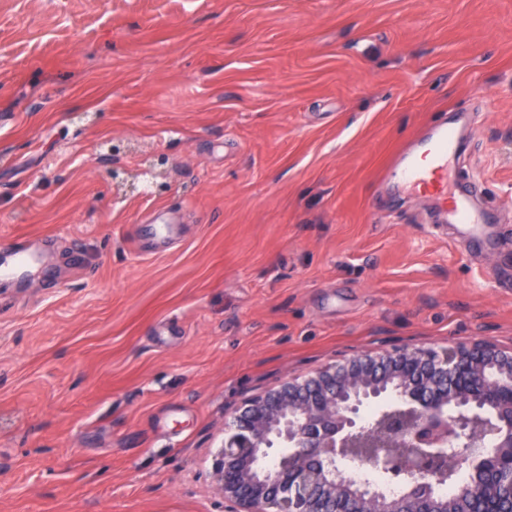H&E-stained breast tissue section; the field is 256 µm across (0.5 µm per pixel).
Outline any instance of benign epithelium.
Returning a JSON list of instances; mask_svg holds the SVG:
<instances>
[{
    "instance_id": "7a95c632",
    "label": "benign epithelium",
    "mask_w": 512,
    "mask_h": 512,
    "mask_svg": "<svg viewBox=\"0 0 512 512\" xmlns=\"http://www.w3.org/2000/svg\"><path fill=\"white\" fill-rule=\"evenodd\" d=\"M370 406L411 448L369 460L403 486L398 496L335 469L369 433ZM464 466L473 478L462 498L512 512L493 490L503 473L512 484V348L483 338L354 355L248 398L212 476L224 512H448L439 473Z\"/></svg>"
}]
</instances>
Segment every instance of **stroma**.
Wrapping results in <instances>:
<instances>
[{
	"mask_svg": "<svg viewBox=\"0 0 512 512\" xmlns=\"http://www.w3.org/2000/svg\"><path fill=\"white\" fill-rule=\"evenodd\" d=\"M462 112L484 253L392 173ZM0 239V512H224L247 398L512 347V0H0Z\"/></svg>",
	"mask_w": 512,
	"mask_h": 512,
	"instance_id": "1",
	"label": "stroma"
}]
</instances>
